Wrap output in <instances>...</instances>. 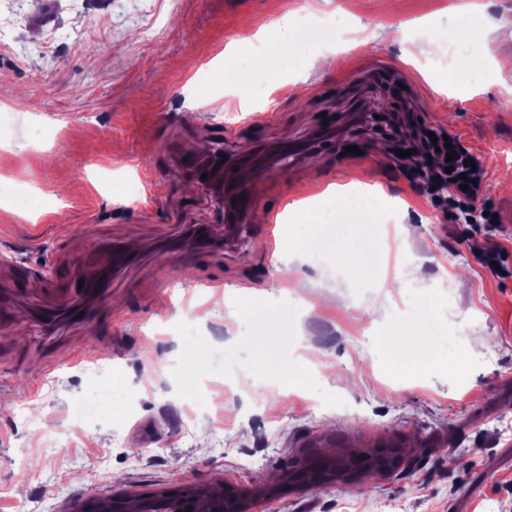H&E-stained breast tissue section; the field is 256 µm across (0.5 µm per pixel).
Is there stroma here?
Instances as JSON below:
<instances>
[{
    "label": "stroma",
    "mask_w": 512,
    "mask_h": 512,
    "mask_svg": "<svg viewBox=\"0 0 512 512\" xmlns=\"http://www.w3.org/2000/svg\"><path fill=\"white\" fill-rule=\"evenodd\" d=\"M470 3L8 0L22 20L0 40V512L247 489L290 455L378 444L405 447L396 474L286 490L262 512H512L496 427L512 416V192L496 188L512 174V0L475 4L479 81L425 64ZM339 15L332 40L292 25ZM431 127L484 163L501 222L476 248L396 154ZM215 152L255 200L232 224L220 186L181 165ZM334 189L373 200L374 221L359 256L340 224L316 259L300 240ZM114 247L130 260L112 269ZM104 268L106 294L83 288ZM448 306L456 327L401 347L416 313ZM104 387L122 401L76 421ZM57 429L68 442L48 450Z\"/></svg>",
    "instance_id": "35a3bbf8"
}]
</instances>
